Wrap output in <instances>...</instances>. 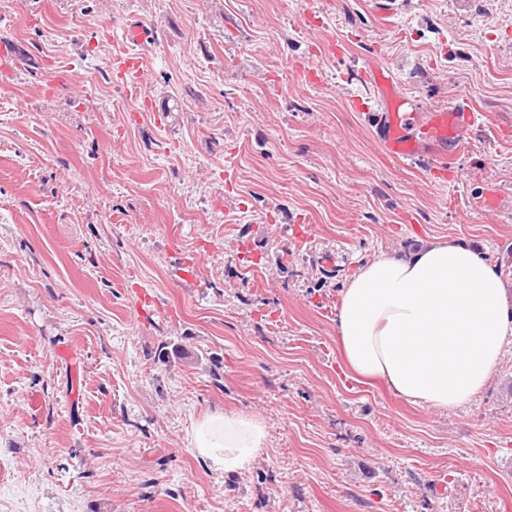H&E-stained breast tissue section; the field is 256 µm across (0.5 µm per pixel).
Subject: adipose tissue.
Wrapping results in <instances>:
<instances>
[{"label": "adipose tissue", "mask_w": 512, "mask_h": 512, "mask_svg": "<svg viewBox=\"0 0 512 512\" xmlns=\"http://www.w3.org/2000/svg\"><path fill=\"white\" fill-rule=\"evenodd\" d=\"M345 367L397 397L439 410L472 401L512 343L503 281L465 244L437 240L384 254L345 284L336 316ZM257 417L215 411L193 423L191 448L217 472L244 471L264 449Z\"/></svg>", "instance_id": "adipose-tissue-1"}]
</instances>
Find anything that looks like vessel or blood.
<instances>
[{
	"instance_id": "b4317fda",
	"label": "vessel or blood",
	"mask_w": 512,
	"mask_h": 512,
	"mask_svg": "<svg viewBox=\"0 0 512 512\" xmlns=\"http://www.w3.org/2000/svg\"><path fill=\"white\" fill-rule=\"evenodd\" d=\"M113 65L121 75L128 77L129 95L139 98L146 73L139 55L127 52L118 54ZM373 82L385 92V109L378 118L381 143L386 155L402 162H415L425 153L426 144L443 145L457 134L462 126L474 125L476 114L467 101H460L452 110L430 113L424 124L426 137L418 139L412 129L421 110L416 101L407 97H396L390 92L391 78L385 67H378L372 74Z\"/></svg>"
}]
</instances>
